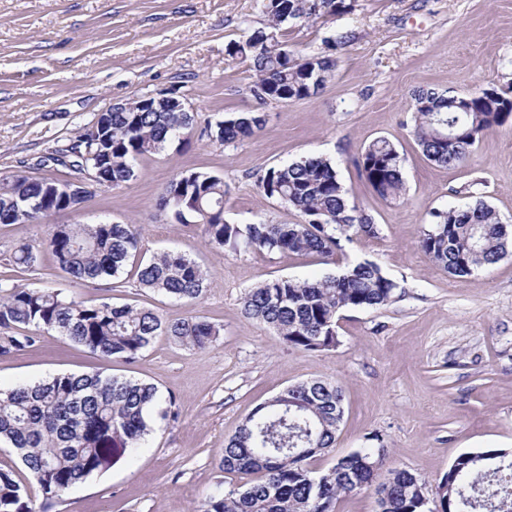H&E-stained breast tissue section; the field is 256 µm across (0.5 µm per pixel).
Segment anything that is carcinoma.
<instances>
[{"label": "carcinoma", "instance_id": "1", "mask_svg": "<svg viewBox=\"0 0 512 512\" xmlns=\"http://www.w3.org/2000/svg\"><path fill=\"white\" fill-rule=\"evenodd\" d=\"M270 23L253 31L245 44L227 48L251 61L257 75L255 97L286 102L317 94L331 78L335 61L312 56L302 62L288 50L282 26L352 9L346 0H264ZM413 136L424 156L441 166L463 164L480 135L512 117V92L480 88L467 95L419 90L413 94ZM265 122L257 112L207 124L202 134L220 145L249 137ZM189 112L115 108L98 115L95 130L49 153L42 165L61 170L54 180L16 175L0 182V224H48L58 212L75 209L93 190L109 192L135 177L138 162L174 140H186ZM361 178L382 198L396 200L405 190L400 155L388 139L370 143L357 162ZM92 174L76 187L71 179ZM259 191L300 214L296 224H229L224 221V178L185 171L172 178L160 204L179 222L199 224L208 243L279 254L320 255L336 273L315 281L276 278L242 297L245 316L274 329L302 351L332 350L339 344V313L377 309L392 302L399 284L375 263L336 257L343 242L376 238L379 228L347 203L336 165L323 157L302 158L271 167L257 179ZM420 247L455 277L512 257V233L483 200L465 209L436 210ZM48 253L57 269L76 282H97L135 268L143 288L173 300H195L207 273L188 256L173 251L142 255L139 226L120 222L56 224L39 249L24 244L13 262L25 270ZM24 328L30 333H17ZM0 355L32 346L38 335L56 332L103 358L135 361L160 334L202 349L217 335L199 317L164 320L151 308L117 307L104 299L67 298L52 288L0 287ZM288 405L265 404L247 416L224 443L220 467L254 474L243 491L211 496L199 512H334L342 497L376 482L386 454L361 448L320 475L308 460L333 447L343 406L339 385L311 379L283 391ZM157 387L133 378L59 373L46 381L0 389V443L12 448L39 488L44 504L108 467L116 448H138L152 431L158 411ZM378 512H512V451L489 449L460 456L446 474L430 482L400 468L378 484ZM0 512H33L29 487L11 469L0 468Z\"/></svg>", "mask_w": 512, "mask_h": 512}]
</instances>
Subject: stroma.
<instances>
[{
    "instance_id": "obj_1",
    "label": "stroma",
    "mask_w": 512,
    "mask_h": 512,
    "mask_svg": "<svg viewBox=\"0 0 512 512\" xmlns=\"http://www.w3.org/2000/svg\"><path fill=\"white\" fill-rule=\"evenodd\" d=\"M269 18L263 0H0V180L47 175L41 161L101 112L132 96L177 90L195 113L186 143L143 159L126 186L95 193L59 224L114 221L142 229L145 254L175 251L207 271L203 296L176 302L140 288L133 270L95 284L70 281L42 258L37 271L13 262L39 245L45 224H0V281L57 288L75 298L148 307L164 320L200 316L219 334L202 349L161 335L135 362L105 359L49 332L0 356V387L59 373L122 376L153 383L174 399L177 417L157 422L141 448L75 487L50 512H197L207 498L246 488L254 475L224 472L225 441L257 407L313 378L338 383L344 419L333 448L312 459L325 472L337 458L381 436L389 467L443 476L460 456L512 449V258L457 278L419 240L435 209L484 200L512 225V121L485 131L458 167L432 164L412 135L411 94H468L512 87V0H354L350 12L288 29L299 59L330 55L336 66L317 95L261 103L248 60L229 55ZM346 36L337 50L327 40ZM259 112L254 136L219 145L207 123ZM392 141L405 192L390 201L360 178L354 161L372 140ZM336 165L349 204L378 224L379 237L345 243L349 261L378 264L401 288L379 309L343 311L335 349L292 348L242 313L246 290L274 277L312 280L334 272L319 257L209 245L197 224L159 206L167 183L185 170L222 176L230 224L299 222L262 196L257 175L306 157Z\"/></svg>"
}]
</instances>
